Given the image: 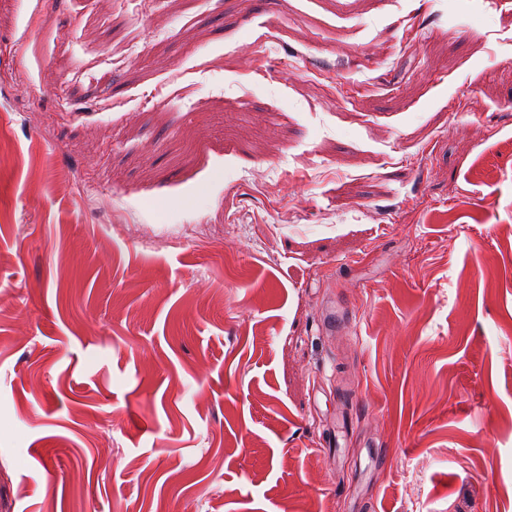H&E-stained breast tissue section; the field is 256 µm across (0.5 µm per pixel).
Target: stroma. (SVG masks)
<instances>
[{
  "label": "stroma",
  "instance_id": "35a3bbf8",
  "mask_svg": "<svg viewBox=\"0 0 512 512\" xmlns=\"http://www.w3.org/2000/svg\"><path fill=\"white\" fill-rule=\"evenodd\" d=\"M0 512H512V0H0Z\"/></svg>",
  "mask_w": 512,
  "mask_h": 512
}]
</instances>
